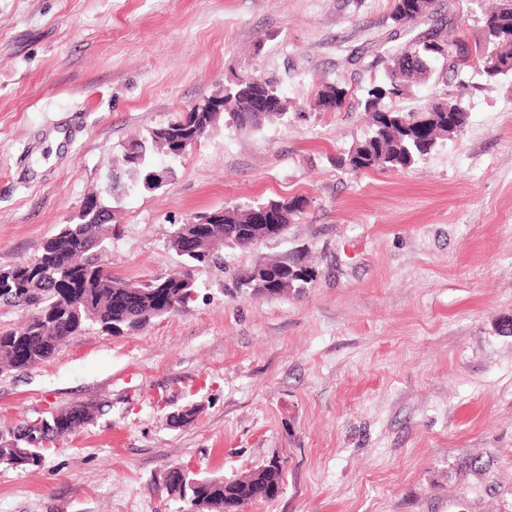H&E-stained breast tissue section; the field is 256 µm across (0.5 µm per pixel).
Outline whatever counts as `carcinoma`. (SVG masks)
Masks as SVG:
<instances>
[{
  "mask_svg": "<svg viewBox=\"0 0 512 512\" xmlns=\"http://www.w3.org/2000/svg\"><path fill=\"white\" fill-rule=\"evenodd\" d=\"M433 0H394L392 20L408 28L430 10ZM484 41L474 46L458 39L435 43L437 35L414 38L401 47L385 51L384 76L360 88L357 103L372 120L370 134L341 158L340 166L353 174L369 169H408L449 141L448 121L463 133L467 112H438L431 103L404 110L396 103L410 95L415 85L432 80L436 66L455 79L477 63L489 79L512 74V11L501 5L485 16ZM257 91L268 93L277 110L261 119L250 111V98ZM351 96V89L340 83H323L317 90V106L324 112H340ZM291 103L278 85L269 79L247 77L224 89L221 112H184L178 118L152 129L130 143L112 166L107 191L124 193L137 187L153 173L154 155L179 157L176 140L197 134L202 139L221 119L237 129H258L265 123H284L290 117ZM285 214L283 225L274 231H287L308 205L303 196L276 198ZM259 204H237L224 208V223L198 224L199 235L224 238V244L250 248L256 236L250 233L251 209ZM112 217V210L94 193L84 202L79 221L64 224L44 243L41 253L30 261L0 271V303L32 309L31 317L19 328L0 331V368L21 371L38 365L59 349L69 336L81 333L91 324L112 332L114 327L131 332L151 319L186 310L189 292L196 285L185 281L187 271L215 258V254L194 253L170 239L171 248L183 260L181 272L141 281L125 280L106 269L107 242L112 240V223L99 218ZM269 272L272 287L284 277L291 280L281 294L299 293L316 278V272L295 256L285 261L261 264ZM91 404H77L51 414L49 420L19 425L0 434V463L17 469L40 465L47 444L65 434L79 431L97 417ZM282 469L276 463L260 475L250 473L234 480L167 477L168 493L190 504V512L224 508L225 503L271 498V490L281 488Z\"/></svg>",
  "mask_w": 512,
  "mask_h": 512,
  "instance_id": "carcinoma-1",
  "label": "carcinoma"
}]
</instances>
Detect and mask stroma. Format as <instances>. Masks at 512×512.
Masks as SVG:
<instances>
[{
	"label": "stroma",
	"mask_w": 512,
	"mask_h": 512,
	"mask_svg": "<svg viewBox=\"0 0 512 512\" xmlns=\"http://www.w3.org/2000/svg\"><path fill=\"white\" fill-rule=\"evenodd\" d=\"M491 0H436L409 30L393 0H0V270L33 259L100 193L112 273L160 277L176 225L303 196L275 239L223 247L186 311L115 336L70 337L0 373V432L78 403L103 410L40 466L0 465V512H188L181 467L235 478L279 461L282 488L243 512H512V78L469 70V123L403 170L338 158L370 130L324 82L381 78L387 48L445 28L483 38ZM278 81L296 109L258 130L215 125L157 189L106 194L132 139L222 95ZM304 254L302 293L253 297L239 274ZM197 407L195 420L171 417ZM317 106L325 112H340L346 106L351 88L340 83H322L317 90Z\"/></svg>",
	"instance_id": "stroma-1"
}]
</instances>
